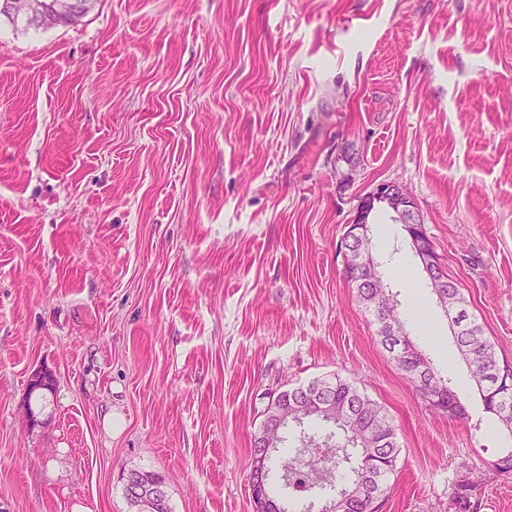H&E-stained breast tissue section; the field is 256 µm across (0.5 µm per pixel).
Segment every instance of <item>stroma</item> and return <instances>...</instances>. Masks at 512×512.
I'll return each mask as SVG.
<instances>
[{"instance_id": "stroma-1", "label": "stroma", "mask_w": 512, "mask_h": 512, "mask_svg": "<svg viewBox=\"0 0 512 512\" xmlns=\"http://www.w3.org/2000/svg\"><path fill=\"white\" fill-rule=\"evenodd\" d=\"M512 362V0H96L75 26L0 21V512H255L271 393L323 376L382 406V512H512L448 320L387 207L371 252L465 407L431 410L343 277L382 182ZM51 390L28 398L34 374ZM35 410L39 425L27 412ZM123 482L129 492L131 501L136 503V511L139 512H159L157 493L150 492L142 483L141 476L132 471L131 468L123 473ZM449 490V498L455 512H477L482 495L479 484L460 480L451 483Z\"/></svg>"}]
</instances>
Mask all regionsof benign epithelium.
I'll list each match as a JSON object with an SVG mask.
<instances>
[{"label": "benign epithelium", "instance_id": "1", "mask_svg": "<svg viewBox=\"0 0 512 512\" xmlns=\"http://www.w3.org/2000/svg\"><path fill=\"white\" fill-rule=\"evenodd\" d=\"M94 0H70V7L62 11L56 0H0V14L14 15L28 19L37 26L53 27L61 25H76L89 12ZM385 203L397 214V221L413 229L409 234L410 245L419 259L423 275L438 297L445 294L448 287V274L442 264L433 257L428 246V233L415 202L396 182L380 183L372 193L366 196L351 224L341 238L346 267L354 269L355 273L363 275L364 281L373 282L372 273L376 263L370 251L355 246V239H363L367 233L368 219L375 204ZM123 482L129 492V497L136 503L137 512H158L156 494L142 483L141 476L127 469L123 473Z\"/></svg>", "mask_w": 512, "mask_h": 512}]
</instances>
